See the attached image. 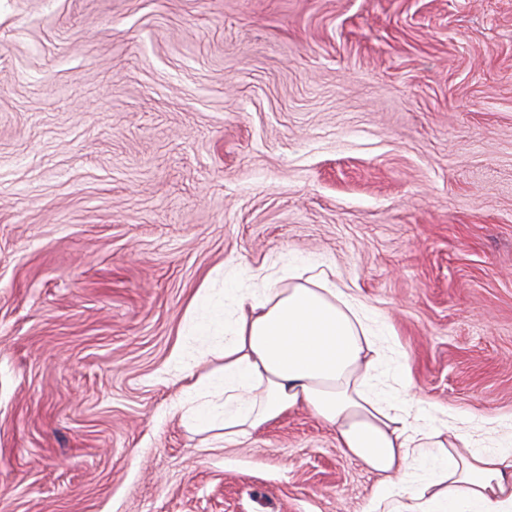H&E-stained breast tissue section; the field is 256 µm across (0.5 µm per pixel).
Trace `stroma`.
Listing matches in <instances>:
<instances>
[{
  "label": "stroma",
  "mask_w": 512,
  "mask_h": 512,
  "mask_svg": "<svg viewBox=\"0 0 512 512\" xmlns=\"http://www.w3.org/2000/svg\"><path fill=\"white\" fill-rule=\"evenodd\" d=\"M289 250L512 416V0H0V512H364L308 410L168 412L204 278Z\"/></svg>",
  "instance_id": "35a3bbf8"
}]
</instances>
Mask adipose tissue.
<instances>
[{
  "mask_svg": "<svg viewBox=\"0 0 512 512\" xmlns=\"http://www.w3.org/2000/svg\"><path fill=\"white\" fill-rule=\"evenodd\" d=\"M395 348L326 257L289 251L245 275L225 264L180 321L169 365L185 385L169 412L231 447L304 407L382 474L365 512H512V417L484 416L474 434L446 408L394 399L379 376L407 380ZM210 356L220 366L196 374Z\"/></svg>",
  "mask_w": 512,
  "mask_h": 512,
  "instance_id": "adipose-tissue-1",
  "label": "adipose tissue"
}]
</instances>
